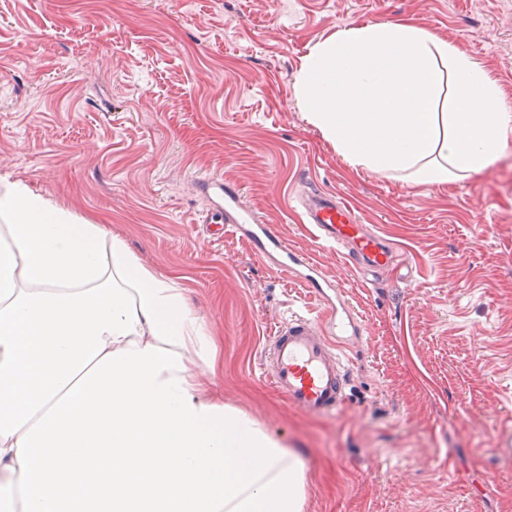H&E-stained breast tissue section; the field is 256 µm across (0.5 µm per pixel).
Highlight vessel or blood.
Returning <instances> with one entry per match:
<instances>
[{
  "mask_svg": "<svg viewBox=\"0 0 512 512\" xmlns=\"http://www.w3.org/2000/svg\"><path fill=\"white\" fill-rule=\"evenodd\" d=\"M200 187L211 204L206 223L223 225L225 231L248 238L258 260L325 298L323 318L295 314L276 325L260 368L292 408L310 416L339 412L347 402L344 354L349 340L364 333L360 316L316 262L289 246L245 204L238 190L225 186L222 177H205ZM300 217L316 238L344 249L354 270H397L393 248L359 222L349 202L317 192L303 201Z\"/></svg>",
  "mask_w": 512,
  "mask_h": 512,
  "instance_id": "b4317fda",
  "label": "vessel or blood"
}]
</instances>
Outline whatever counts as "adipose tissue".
Returning a JSON list of instances; mask_svg holds the SVG:
<instances>
[{"instance_id": "adipose-tissue-1", "label": "adipose tissue", "mask_w": 512, "mask_h": 512, "mask_svg": "<svg viewBox=\"0 0 512 512\" xmlns=\"http://www.w3.org/2000/svg\"><path fill=\"white\" fill-rule=\"evenodd\" d=\"M298 103L348 164L422 185L512 144L488 71L411 22L317 43ZM218 359L173 279L0 176V512H304L299 458L215 394Z\"/></svg>"}]
</instances>
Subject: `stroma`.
Wrapping results in <instances>:
<instances>
[{
  "instance_id": "obj_1",
  "label": "stroma",
  "mask_w": 512,
  "mask_h": 512,
  "mask_svg": "<svg viewBox=\"0 0 512 512\" xmlns=\"http://www.w3.org/2000/svg\"><path fill=\"white\" fill-rule=\"evenodd\" d=\"M409 21L489 71L512 105V0H0V175L118 234L171 277L219 345L217 389L303 464L305 512H512V149L419 185L347 164L296 100L303 57L365 23ZM213 172L345 290L367 331L348 400L317 418L263 378L265 340L320 297L205 226ZM346 198L400 244L367 284L298 217Z\"/></svg>"
}]
</instances>
